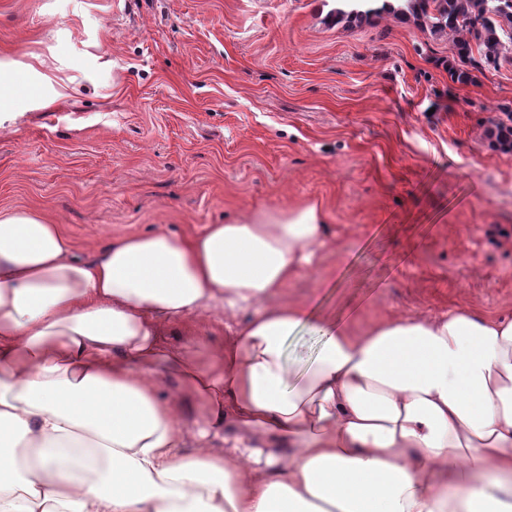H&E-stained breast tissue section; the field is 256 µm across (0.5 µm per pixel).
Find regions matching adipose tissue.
<instances>
[{
  "label": "adipose tissue",
  "instance_id": "adipose-tissue-1",
  "mask_svg": "<svg viewBox=\"0 0 512 512\" xmlns=\"http://www.w3.org/2000/svg\"><path fill=\"white\" fill-rule=\"evenodd\" d=\"M324 228L160 224L84 261L0 210V512H512V319L286 299Z\"/></svg>",
  "mask_w": 512,
  "mask_h": 512
}]
</instances>
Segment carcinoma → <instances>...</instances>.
I'll use <instances>...</instances> for the list:
<instances>
[{
  "instance_id": "1",
  "label": "carcinoma",
  "mask_w": 512,
  "mask_h": 512,
  "mask_svg": "<svg viewBox=\"0 0 512 512\" xmlns=\"http://www.w3.org/2000/svg\"><path fill=\"white\" fill-rule=\"evenodd\" d=\"M392 9L389 0H338L336 20L361 23ZM411 9L422 19V29L448 36V73L456 82L471 81L468 67L495 68L506 52H512V0H416ZM504 114L487 130V137L493 148L512 152V110Z\"/></svg>"
}]
</instances>
